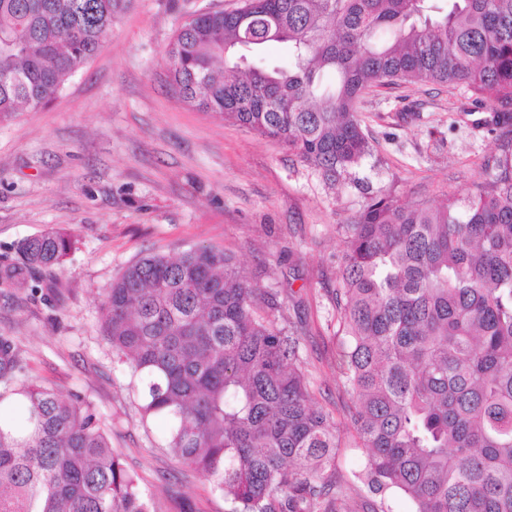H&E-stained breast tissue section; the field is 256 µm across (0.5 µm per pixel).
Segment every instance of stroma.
<instances>
[{
	"mask_svg": "<svg viewBox=\"0 0 512 512\" xmlns=\"http://www.w3.org/2000/svg\"><path fill=\"white\" fill-rule=\"evenodd\" d=\"M239 2L132 0L49 106L0 122V262L50 228L76 241L57 291L0 288V334L14 338L32 379L92 402L142 477L151 512H224L223 497L160 448V424L142 426L100 316L131 261L219 246L257 287L278 291L284 324L298 327L318 402L339 425L336 479L351 512H364L348 482L367 454L346 427L344 336L329 324L343 251L336 227L380 193L438 203L474 194L499 141L485 124L490 109L466 85H375L359 113L376 150L353 181L328 189L283 144L188 106L169 84L166 52L181 24Z\"/></svg>",
	"mask_w": 512,
	"mask_h": 512,
	"instance_id": "stroma-1",
	"label": "stroma"
}]
</instances>
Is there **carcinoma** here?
Instances as JSON below:
<instances>
[{"instance_id": "1", "label": "carcinoma", "mask_w": 512, "mask_h": 512, "mask_svg": "<svg viewBox=\"0 0 512 512\" xmlns=\"http://www.w3.org/2000/svg\"><path fill=\"white\" fill-rule=\"evenodd\" d=\"M131 0H0V121L48 106ZM288 63L266 67L268 43ZM188 105L277 140L334 189L372 155L358 113L373 83H464L502 130L467 197L368 198L336 279L348 337L340 388L359 484L415 512H512V0H242L187 19L167 50ZM0 288H56L62 230L22 240ZM224 250L128 264L101 302L143 422L224 497V512H349L336 427L316 405L299 331ZM0 512H150L94 405L31 380L0 336Z\"/></svg>"}]
</instances>
